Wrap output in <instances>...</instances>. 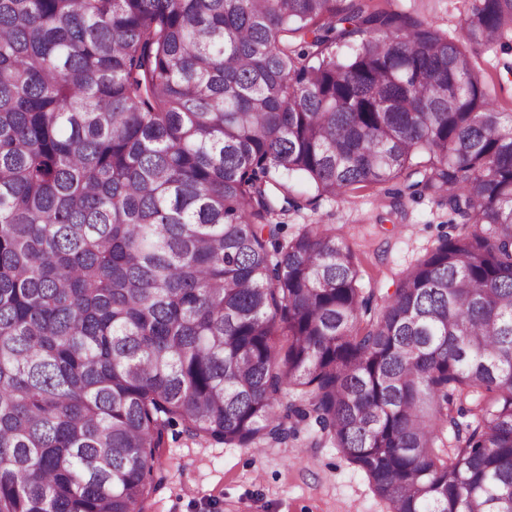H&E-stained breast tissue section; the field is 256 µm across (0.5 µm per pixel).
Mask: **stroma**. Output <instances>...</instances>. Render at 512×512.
Here are the masks:
<instances>
[{"label": "stroma", "mask_w": 512, "mask_h": 512, "mask_svg": "<svg viewBox=\"0 0 512 512\" xmlns=\"http://www.w3.org/2000/svg\"><path fill=\"white\" fill-rule=\"evenodd\" d=\"M392 8L462 34L458 0H391ZM285 237L306 224H332L356 243L361 284L387 288L448 230L439 199L396 197L387 186L360 188L348 201L327 198L281 218ZM160 471L146 512H388L368 477L310 429L253 453L210 444L174 426L159 450Z\"/></svg>", "instance_id": "35a3bbf8"}]
</instances>
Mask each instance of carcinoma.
Returning <instances> with one entry per match:
<instances>
[{
  "instance_id": "1",
  "label": "carcinoma",
  "mask_w": 512,
  "mask_h": 512,
  "mask_svg": "<svg viewBox=\"0 0 512 512\" xmlns=\"http://www.w3.org/2000/svg\"><path fill=\"white\" fill-rule=\"evenodd\" d=\"M379 0H0V512H144L176 422L314 425L390 512H512V112ZM358 39L348 55L336 47ZM413 175L450 231L376 294L294 180Z\"/></svg>"
}]
</instances>
